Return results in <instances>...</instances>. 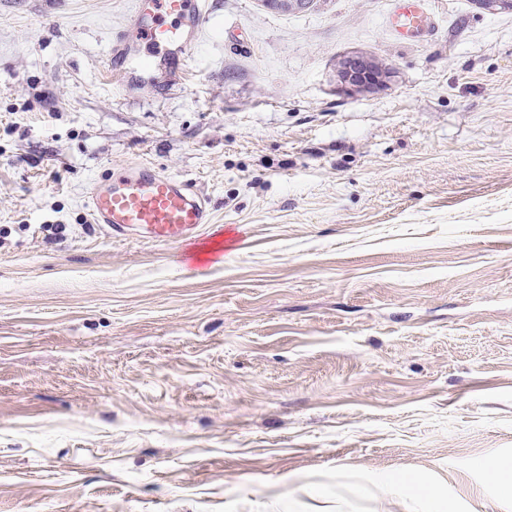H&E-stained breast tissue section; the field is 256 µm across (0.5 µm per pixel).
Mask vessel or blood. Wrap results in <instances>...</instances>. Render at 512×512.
<instances>
[{
    "label": "vessel or blood",
    "mask_w": 512,
    "mask_h": 512,
    "mask_svg": "<svg viewBox=\"0 0 512 512\" xmlns=\"http://www.w3.org/2000/svg\"><path fill=\"white\" fill-rule=\"evenodd\" d=\"M210 10V0H136L127 31L112 40L107 64L129 84L152 81L159 70L184 73L193 58ZM396 31L419 37L430 28L424 0H396ZM94 223L111 236L137 234L144 242L180 248V260H195L203 247L206 263L224 257V229L211 226L206 199L192 185L148 164L125 169L96 183L89 196Z\"/></svg>",
    "instance_id": "b4317fda"
}]
</instances>
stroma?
<instances>
[{
    "label": "stroma",
    "instance_id": "obj_1",
    "mask_svg": "<svg viewBox=\"0 0 512 512\" xmlns=\"http://www.w3.org/2000/svg\"><path fill=\"white\" fill-rule=\"evenodd\" d=\"M134 0H0V512H512V12L212 0L184 76ZM358 52L395 69L345 91ZM192 183L223 263L108 237L94 180ZM209 0H136L127 32L112 39L108 68L121 83L150 82L160 69L184 73L209 15ZM396 1L392 15L395 30L408 37H420L430 28V17L424 7V0H393ZM385 490L389 493L402 495L405 502L416 504L413 512H436L437 504L431 483L424 478L397 479L387 481Z\"/></svg>",
    "mask_w": 512,
    "mask_h": 512
}]
</instances>
